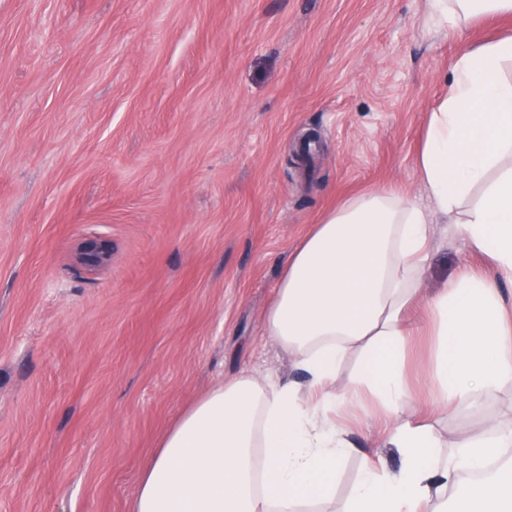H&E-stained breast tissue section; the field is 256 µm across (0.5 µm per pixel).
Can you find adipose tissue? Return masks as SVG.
<instances>
[{
  "label": "adipose tissue",
  "instance_id": "1",
  "mask_svg": "<svg viewBox=\"0 0 512 512\" xmlns=\"http://www.w3.org/2000/svg\"><path fill=\"white\" fill-rule=\"evenodd\" d=\"M512 15V0H427L430 29L457 35L481 16ZM418 202L388 188L326 212L290 253L264 332L298 380L243 372L176 420L142 470L132 512H309L334 499L352 454L338 407L373 399L388 420L385 445L400 463L362 458L343 512H512V419L459 440L439 457L434 426L406 413L477 409L512 381V36L455 61L419 137ZM449 225L486 271L459 270L425 294L421 283ZM428 311L429 387L406 368L416 305ZM349 386L336 381L348 358Z\"/></svg>",
  "mask_w": 512,
  "mask_h": 512
}]
</instances>
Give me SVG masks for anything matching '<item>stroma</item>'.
I'll return each instance as SVG.
<instances>
[{
  "mask_svg": "<svg viewBox=\"0 0 512 512\" xmlns=\"http://www.w3.org/2000/svg\"><path fill=\"white\" fill-rule=\"evenodd\" d=\"M426 0H0V512H130L182 413L247 370L287 377L264 314L337 203L413 198L455 59L512 31L430 30ZM107 242L99 264L87 240ZM426 292L484 262L438 231ZM346 414L344 506L376 448ZM512 415V382L439 418L443 446Z\"/></svg>",
  "mask_w": 512,
  "mask_h": 512,
  "instance_id": "obj_1",
  "label": "stroma"
}]
</instances>
